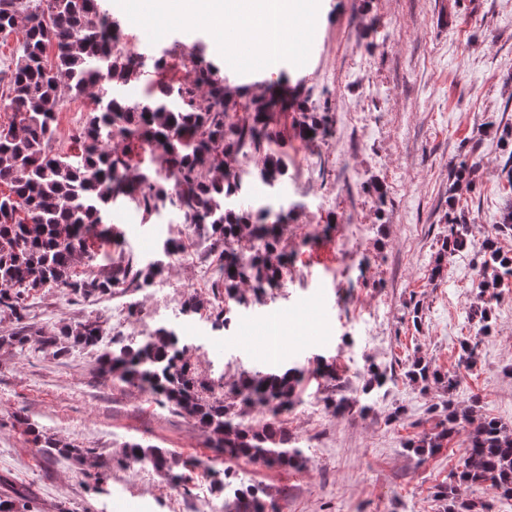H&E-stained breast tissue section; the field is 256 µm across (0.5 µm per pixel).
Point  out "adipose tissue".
Wrapping results in <instances>:
<instances>
[{"label":"adipose tissue","mask_w":512,"mask_h":512,"mask_svg":"<svg viewBox=\"0 0 512 512\" xmlns=\"http://www.w3.org/2000/svg\"><path fill=\"white\" fill-rule=\"evenodd\" d=\"M312 0H153V16L164 21L180 15L194 27L209 28L232 20L242 37L267 41L270 24H277L281 47H288L301 15Z\"/></svg>","instance_id":"adipose-tissue-1"}]
</instances>
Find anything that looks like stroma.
I'll use <instances>...</instances> for the list:
<instances>
[{"instance_id":"1","label":"stroma","mask_w":512,"mask_h":512,"mask_svg":"<svg viewBox=\"0 0 512 512\" xmlns=\"http://www.w3.org/2000/svg\"><path fill=\"white\" fill-rule=\"evenodd\" d=\"M122 15L131 51L166 54L172 43H204L224 59L227 38L173 19L165 30L150 25L151 0H108ZM309 26L295 34L303 59L262 63L257 42L240 43L249 64L225 69V84L246 112L280 73L304 87L310 113H328L330 133L299 137L295 115H278V150L288 156V202L294 207L284 244L294 260L274 298L242 311L229 329L215 332L210 314L223 304L209 243L186 234L170 269L143 290L127 289L83 299L59 288L31 292L30 348L25 359L0 347V497L27 491L41 512H224L211 489L223 470L210 435L191 418L158 405L138 389L112 383L99 358L113 344L130 343L157 324L195 337L190 352L200 377L232 383L245 371L274 361L307 365L312 356L336 357L342 376L371 363L392 366L390 385L371 395L364 415L331 417L316 382L304 383L284 419L306 449L302 470L240 461L238 481L264 489L267 512H443L436 492L463 462V435L421 458L407 440L439 421L432 407L453 400L464 409L512 426V282L492 301L494 329L477 348L474 365L460 343L479 335L468 310L478 294L475 250L456 253L441 279H431L437 239L449 209L468 214L471 237L493 230L512 186L499 170L498 127L512 124V0H317ZM478 161L476 188L449 196L451 170L464 155ZM352 179H343L340 160ZM387 190L377 208L368 185ZM110 219L124 232V249L153 259L178 229V217L145 219L129 206ZM362 224L354 241L347 227ZM199 314L186 318L188 300ZM142 313H129L131 304ZM422 311L413 323V307ZM121 322H113V312ZM99 322L100 346L57 355L43 346L66 324ZM456 377L454 393L420 390L403 371L414 358ZM51 438L89 449L84 463L40 454L20 417ZM138 440L202 460L173 483L152 470L123 463L124 445ZM109 466L105 492L93 489L101 464Z\"/></svg>"}]
</instances>
